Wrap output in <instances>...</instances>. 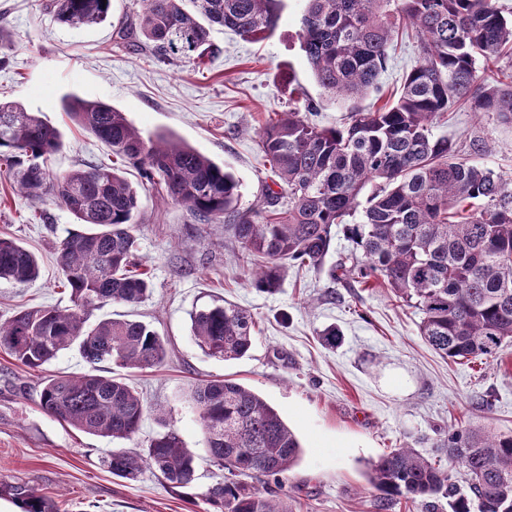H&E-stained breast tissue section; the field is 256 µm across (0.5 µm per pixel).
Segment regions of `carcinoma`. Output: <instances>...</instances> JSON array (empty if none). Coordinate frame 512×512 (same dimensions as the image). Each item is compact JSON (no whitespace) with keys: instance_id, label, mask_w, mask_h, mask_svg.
<instances>
[{"instance_id":"carcinoma-1","label":"carcinoma","mask_w":512,"mask_h":512,"mask_svg":"<svg viewBox=\"0 0 512 512\" xmlns=\"http://www.w3.org/2000/svg\"><path fill=\"white\" fill-rule=\"evenodd\" d=\"M140 12L118 21L122 46L161 62L200 63L218 48L211 33L227 28L250 39L272 34L280 0H140ZM301 49L327 92L359 98L380 91V75L399 37L417 43L419 58L394 100L351 113L342 128L309 122L301 109L277 113L257 132L271 183L247 209L241 184L197 149L171 138L145 137L125 114L103 102L70 100L73 121L140 171L141 185L161 188L203 224H222L251 268L252 285L280 288L288 262L318 268L332 227L345 226L352 251L331 269L339 282L383 285L421 314L420 335L439 355L459 362L497 360L512 344V178L460 153L434 133L437 120L464 104L512 122V80L489 83L480 65L512 56V19L497 0H304ZM112 0H49L64 26L99 24ZM61 133L16 102L0 101V169L20 192L54 202L85 230L58 244L56 262L70 291L67 309L40 306L0 323V348L38 372L76 346L91 371L42 379L40 405L54 419L89 435L130 440L150 412L144 397L112 367L158 368L168 357L164 339L148 324L125 318L89 323L105 304L135 306L149 294L139 269L136 230L140 195L116 165H91L51 174L47 162ZM360 220L348 223L360 207ZM37 256L0 239V280L25 284L40 276ZM191 332L206 354L225 361L252 348L256 323L230 303L191 312ZM209 461L224 480L209 487L213 512H293L288 494L264 492L248 480L281 483L302 447L277 410L232 380L192 388ZM470 476L461 495L449 471L418 448H394L371 464L379 509L403 499L435 512L443 495L452 512H512V435L453 428L440 444ZM104 464L135 481L145 469L172 490L195 479L194 456L167 427L142 449L116 448ZM19 512H59L55 500L25 483L0 482Z\"/></svg>"}]
</instances>
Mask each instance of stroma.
I'll return each mask as SVG.
<instances>
[{"instance_id":"stroma-1","label":"stroma","mask_w":512,"mask_h":512,"mask_svg":"<svg viewBox=\"0 0 512 512\" xmlns=\"http://www.w3.org/2000/svg\"><path fill=\"white\" fill-rule=\"evenodd\" d=\"M46 2L0 0V26L13 43L0 66V100L20 103L60 130L63 145L48 163L55 173L112 160L109 147L64 111L67 95L108 103L143 134L173 138L223 163L241 184L245 208L266 177L256 140L269 115L305 98L314 104L309 121L341 126L354 109L377 105L375 96L335 98L318 85L297 40L303 0H282L277 29L258 41L214 29L220 52L200 68L119 45L113 21L138 12L137 0H112V21L77 28L56 23ZM434 132L464 151L485 143L483 161L512 175V123L460 106ZM141 211L137 249L152 290L137 306L107 304L91 319L128 314L167 340L162 367L129 376L162 413L146 416L128 445L145 447L169 422L196 457L194 482L173 491L149 469L134 482L117 478L103 463L111 439L41 410L40 374L88 371L74 349L39 374L0 349V481L28 483L54 498L60 512H210L204 494L224 471L207 457L188 392L224 377L260 394L298 436L303 453L286 484L296 512H376L369 463L400 446L436 456L451 426L512 434V346L487 363L441 358L419 334L420 313L382 285L332 282L329 265L351 248L342 227L332 230L324 268L289 264L279 290L268 294L249 284L223 225L196 223L160 189L143 191ZM75 227L51 196L30 199L0 176V238L20 241L41 264L33 282L0 281V322L26 307L69 306L55 250ZM218 300L250 310L257 322L255 342L240 359L208 356L193 339L191 311ZM331 325L341 341L328 349L319 333ZM485 399L490 409L482 408Z\"/></svg>"}]
</instances>
